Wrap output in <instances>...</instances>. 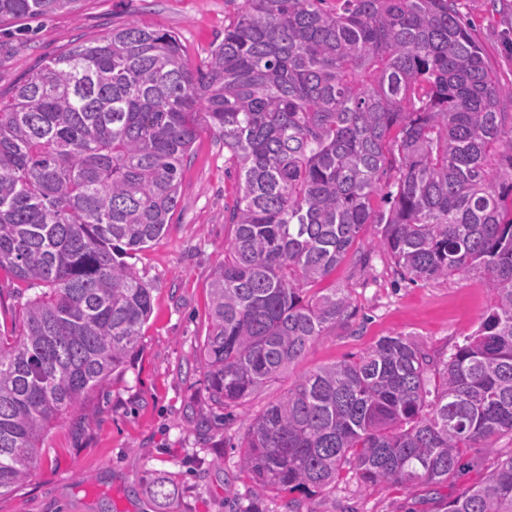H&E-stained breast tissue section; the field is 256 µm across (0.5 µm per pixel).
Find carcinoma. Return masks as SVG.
Returning a JSON list of instances; mask_svg holds the SVG:
<instances>
[{
    "instance_id": "obj_1",
    "label": "carcinoma",
    "mask_w": 512,
    "mask_h": 512,
    "mask_svg": "<svg viewBox=\"0 0 512 512\" xmlns=\"http://www.w3.org/2000/svg\"><path fill=\"white\" fill-rule=\"evenodd\" d=\"M77 2L0 0V24ZM324 2L243 0L196 66L174 33L130 23L0 101V270L29 293L20 333H0V496L139 346L153 288L129 259L165 234L206 125L237 178L196 356L218 422L353 315L348 289L317 284L368 224L401 275L479 272L491 295L445 361L384 336L300 377L249 420L241 468L314 512L346 467L368 487H439L479 448L496 466L442 512H512L496 448L512 435V87L461 0ZM175 491L161 476L142 493L164 512Z\"/></svg>"
}]
</instances>
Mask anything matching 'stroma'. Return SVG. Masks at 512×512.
<instances>
[{"label":"stroma","instance_id":"stroma-1","mask_svg":"<svg viewBox=\"0 0 512 512\" xmlns=\"http://www.w3.org/2000/svg\"><path fill=\"white\" fill-rule=\"evenodd\" d=\"M242 0H80L78 11L13 20L0 27V91L26 80L72 44L103 37L130 22L174 32L192 63L207 58ZM473 39L501 84L512 85V0H462ZM237 197L224 144L200 128L184 169L181 202L163 237L134 259L153 289V311L139 347L109 386L58 421L41 445V463L16 492L0 496V512H154L141 488L157 475L176 486L170 512H285L288 493H260L238 463L251 416L302 375L357 359L381 337H411L433 357L448 359L478 328L491 296L479 274L413 282L389 256L372 249L369 224L330 280L348 288L354 314L329 328L302 360L235 410L224 428L201 435L204 375L195 361L208 330L209 284L233 235L224 210ZM369 256L356 263L357 254ZM495 456L469 450L446 487H368L345 475L317 496L314 512H437L436 500L474 485Z\"/></svg>","mask_w":512,"mask_h":512}]
</instances>
